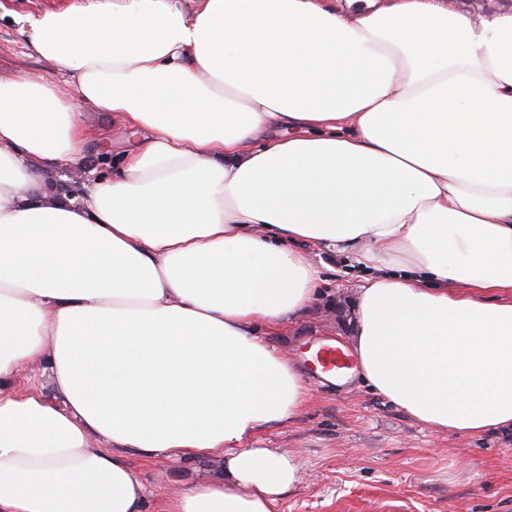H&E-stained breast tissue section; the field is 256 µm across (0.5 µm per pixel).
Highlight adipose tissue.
<instances>
[{
	"instance_id": "1",
	"label": "adipose tissue",
	"mask_w": 512,
	"mask_h": 512,
	"mask_svg": "<svg viewBox=\"0 0 512 512\" xmlns=\"http://www.w3.org/2000/svg\"><path fill=\"white\" fill-rule=\"evenodd\" d=\"M25 24L75 93L0 77V512H145L130 450L224 461L159 512H277L297 460L248 442L307 392L256 328L312 300L306 244L372 270L333 382L512 429V8L75 0ZM87 107L132 139L64 192Z\"/></svg>"
}]
</instances>
